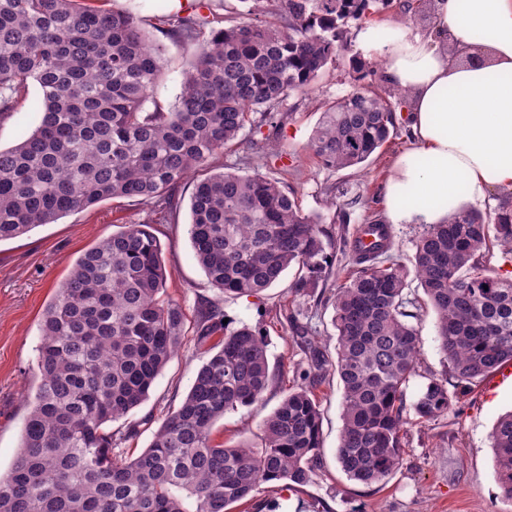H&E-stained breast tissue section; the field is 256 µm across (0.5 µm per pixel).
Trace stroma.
<instances>
[{
    "label": "stroma",
    "mask_w": 512,
    "mask_h": 512,
    "mask_svg": "<svg viewBox=\"0 0 512 512\" xmlns=\"http://www.w3.org/2000/svg\"><path fill=\"white\" fill-rule=\"evenodd\" d=\"M182 0H119L142 20L153 42L163 43L168 63L159 79L155 99L169 106L179 93L182 72L193 61L196 48L175 42L152 26L161 10H179ZM350 45L346 57L313 85L307 98L290 97L288 109L277 125L263 126L271 153L257 157L242 148L225 151L209 161L208 171L240 174L262 169L294 188L304 212L320 216L330 235L328 249L336 253L339 269L350 266L348 256L339 254L341 235L355 234L371 212L385 208L384 186L394 158L407 149L409 118L401 116L389 141L369 165L327 169L317 163L305 146L320 118L322 102L343 95L352 82L349 66L357 56ZM41 97L38 86H30L18 102L13 116L0 121V148L17 144L36 126L33 113ZM346 185L360 199L350 206V221L334 223L330 200L336 186ZM193 180L176 190L180 200L176 211L167 212L129 199L107 200L87 210L74 212L56 223L44 224L29 233L0 242V473L12 466L24 422L39 384L34 369L35 347L46 306L54 299L76 260L99 239L129 224H148L161 241L167 272V293L177 300L187 322H194L198 304L204 299H222L224 312L234 325L259 327L268 344V358L275 378L263 398L254 404L225 414L213 427L216 441L236 444L254 442L263 420L279 405L306 364V356L287 321L298 314L320 345L334 348L336 330L332 325L330 288H316L309 295L296 293L294 272L286 270L280 279L259 296L221 298L197 263L188 234L191 221L190 197ZM419 364L422 374L410 381L408 399H415L427 374L448 375L450 366L440 349L434 312L424 314ZM205 356L186 342L164 368L147 400L128 416L110 423L113 433H125L137 425L136 436L124 443L137 454L153 440L168 410L177 408L189 391ZM343 387L330 376L317 391L321 412L323 465L312 482L300 491L275 496V512H512L498 485L490 433L498 417L512 411V386L488 395L483 383L460 387L459 397L447 414L430 422L410 421L400 465L380 483L366 486L350 480L336 462V448L342 427Z\"/></svg>",
    "instance_id": "stroma-1"
}]
</instances>
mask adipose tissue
Here are the masks:
<instances>
[{
  "label": "adipose tissue",
  "instance_id": "obj_1",
  "mask_svg": "<svg viewBox=\"0 0 512 512\" xmlns=\"http://www.w3.org/2000/svg\"><path fill=\"white\" fill-rule=\"evenodd\" d=\"M425 13L428 28L406 15L356 36L407 92L417 141L386 184L390 224H440L512 191V0H428Z\"/></svg>",
  "mask_w": 512,
  "mask_h": 512
}]
</instances>
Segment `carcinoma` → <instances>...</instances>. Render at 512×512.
Listing matches in <instances>:
<instances>
[{"instance_id":"obj_1","label":"carcinoma","mask_w":512,"mask_h":512,"mask_svg":"<svg viewBox=\"0 0 512 512\" xmlns=\"http://www.w3.org/2000/svg\"><path fill=\"white\" fill-rule=\"evenodd\" d=\"M93 2L0 0V121L29 85L42 94L35 130L0 149V242L110 199L173 207L170 192L239 144L245 129L253 131L249 145L266 144L262 127L346 51L351 26L393 0H250L246 18L224 27L200 12L202 0L159 14L154 27L197 52L175 103L152 110L164 46L131 12ZM354 65L351 89L323 104L307 145L325 168L366 163L389 140L404 103L398 89L361 83L367 63ZM190 212L194 256L223 295L257 296L293 266L299 293L333 274L322 221L277 178L207 174ZM366 223L379 239L366 249L347 243L352 269L330 298L336 358L288 316L307 363L261 425L260 444L212 438L213 424L260 400L275 373L260 329L223 322L222 303L207 301L193 341L208 358L135 457L113 447L106 426L147 399L183 345L185 314L167 294L150 225L131 224L86 250L43 313L40 383L16 459L0 475V512H232L236 503L261 512L259 495L298 490L322 466L315 390L332 372L343 385L336 461L351 480L383 481L402 460L410 417L435 420L457 397L448 378L431 376L406 401L418 375L414 322L422 312L408 298L409 274L436 314L452 377L472 384L512 363V278L484 269L491 247L512 255V205L485 215L463 209L425 225L410 268L392 255V228L376 215ZM491 438L497 481L512 502V412L498 418Z\"/></svg>"}]
</instances>
